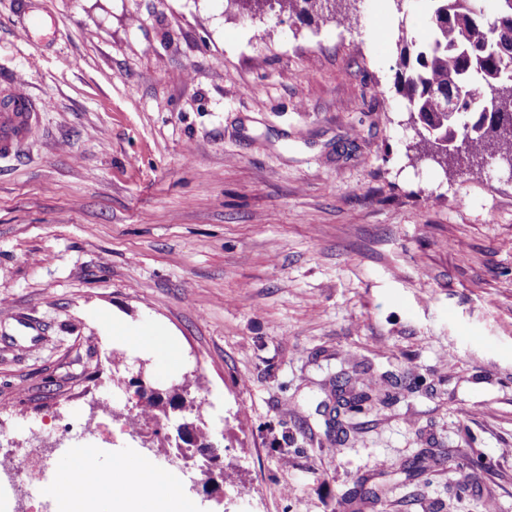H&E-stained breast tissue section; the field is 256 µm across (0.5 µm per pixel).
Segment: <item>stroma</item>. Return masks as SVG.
I'll use <instances>...</instances> for the list:
<instances>
[{"label":"stroma","mask_w":512,"mask_h":512,"mask_svg":"<svg viewBox=\"0 0 512 512\" xmlns=\"http://www.w3.org/2000/svg\"><path fill=\"white\" fill-rule=\"evenodd\" d=\"M360 29L230 0H0V98L43 104L0 159V457L124 420L145 370L186 385L224 452L198 512H512V172L445 168L396 85L425 0ZM167 333L179 363L112 338ZM366 393L327 423L337 383ZM415 477L377 499L357 481Z\"/></svg>","instance_id":"1"}]
</instances>
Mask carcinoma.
<instances>
[{
    "label": "carcinoma",
    "instance_id": "cac0c4a2",
    "mask_svg": "<svg viewBox=\"0 0 512 512\" xmlns=\"http://www.w3.org/2000/svg\"><path fill=\"white\" fill-rule=\"evenodd\" d=\"M246 14L278 12L301 16L318 9L324 0H231ZM428 31L425 39L401 30L398 43L400 69L398 85L414 122L423 126L425 138L436 143L456 133L465 135V121L492 109V97L512 105V57H501L495 48L497 27L504 18L512 22V0H498L493 12L479 9L477 0H427ZM462 97L463 110L446 112L443 104L448 93ZM136 412L126 419L142 418L155 425V447H172L168 428L172 411L188 412L195 421H183L191 427L192 440L200 448L209 444L207 433L196 422L202 421L195 399L175 404L152 394H139Z\"/></svg>",
    "mask_w": 512,
    "mask_h": 512
}]
</instances>
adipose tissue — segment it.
I'll return each mask as SVG.
<instances>
[{
    "label": "adipose tissue",
    "mask_w": 512,
    "mask_h": 512,
    "mask_svg": "<svg viewBox=\"0 0 512 512\" xmlns=\"http://www.w3.org/2000/svg\"><path fill=\"white\" fill-rule=\"evenodd\" d=\"M87 451L72 454L51 488L57 512H197L176 473L149 459L116 453L103 468Z\"/></svg>",
    "instance_id": "1"
}]
</instances>
